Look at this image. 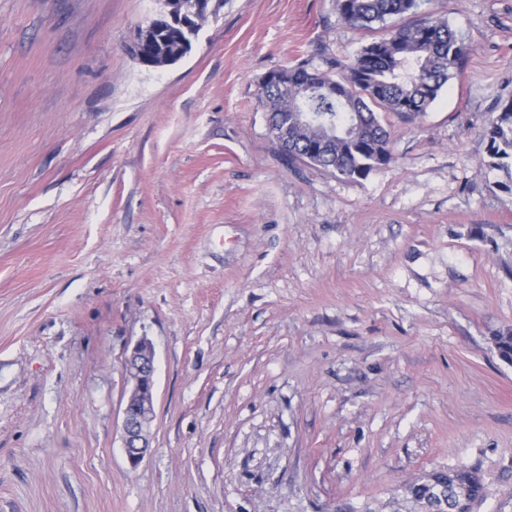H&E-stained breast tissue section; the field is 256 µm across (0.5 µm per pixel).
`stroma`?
Returning <instances> with one entry per match:
<instances>
[{"mask_svg": "<svg viewBox=\"0 0 512 512\" xmlns=\"http://www.w3.org/2000/svg\"><path fill=\"white\" fill-rule=\"evenodd\" d=\"M157 0H0V512H419L448 466L512 512V0H429L468 47L363 179L289 160L265 75H340L335 0H224L129 52ZM148 339L155 420L122 448ZM191 50V40L183 31L163 27L152 33L141 47L140 58L133 51L131 55L147 68H161L177 63ZM484 137L488 142L491 165L497 168H508L512 164V99L504 102L499 114L485 129ZM125 373L131 387L123 417V448L127 463L136 469L149 448L154 420V350L146 339L138 341L125 360Z\"/></svg>", "mask_w": 512, "mask_h": 512, "instance_id": "1", "label": "stroma"}]
</instances>
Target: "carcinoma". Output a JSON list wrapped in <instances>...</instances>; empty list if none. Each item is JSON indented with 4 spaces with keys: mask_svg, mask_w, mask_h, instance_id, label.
Instances as JSON below:
<instances>
[{
    "mask_svg": "<svg viewBox=\"0 0 512 512\" xmlns=\"http://www.w3.org/2000/svg\"><path fill=\"white\" fill-rule=\"evenodd\" d=\"M342 20L373 29L395 15L419 8V0H336ZM192 50L181 30L163 27L141 47L138 62L147 68L177 63ZM467 54V47L444 21L430 16L389 30L363 46L347 72L336 77L304 63L275 69L274 83L263 87L260 103L270 134L288 123L290 142L282 152L349 179L367 177L389 164L390 134L373 107L419 116L435 101ZM491 165L512 160V99L485 129ZM444 501L437 512H477L486 497L483 474L474 467H448L405 489L411 499L431 508L437 485Z\"/></svg>",
    "mask_w": 512,
    "mask_h": 512,
    "instance_id": "cac0c4a2",
    "label": "carcinoma"
}]
</instances>
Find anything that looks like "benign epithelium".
Masks as SVG:
<instances>
[{
  "mask_svg": "<svg viewBox=\"0 0 512 512\" xmlns=\"http://www.w3.org/2000/svg\"><path fill=\"white\" fill-rule=\"evenodd\" d=\"M125 373L130 383L123 417V448L130 468L143 462L149 448L154 420V350L145 339L138 341L125 360Z\"/></svg>",
  "mask_w": 512,
  "mask_h": 512,
  "instance_id": "benign-epithelium-1",
  "label": "benign epithelium"
}]
</instances>
